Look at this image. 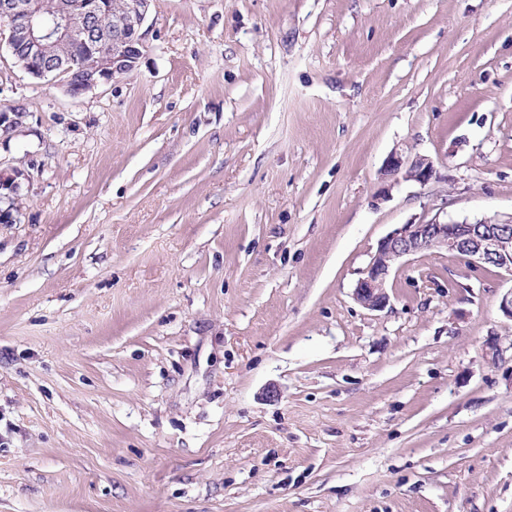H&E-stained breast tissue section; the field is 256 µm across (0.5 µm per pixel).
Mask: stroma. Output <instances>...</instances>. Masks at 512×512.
<instances>
[{"label": "stroma", "mask_w": 512, "mask_h": 512, "mask_svg": "<svg viewBox=\"0 0 512 512\" xmlns=\"http://www.w3.org/2000/svg\"><path fill=\"white\" fill-rule=\"evenodd\" d=\"M141 34L79 98L0 47V512H512V276L430 250L353 297L397 225L512 213V0ZM385 174L405 181H414L426 185L432 180L439 179L435 163L430 158L418 156L410 158L401 152H393L387 162Z\"/></svg>", "instance_id": "1"}]
</instances>
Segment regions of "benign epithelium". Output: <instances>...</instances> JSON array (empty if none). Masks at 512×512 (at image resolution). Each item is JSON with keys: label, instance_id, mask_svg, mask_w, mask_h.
Here are the masks:
<instances>
[{"label": "benign epithelium", "instance_id": "1", "mask_svg": "<svg viewBox=\"0 0 512 512\" xmlns=\"http://www.w3.org/2000/svg\"><path fill=\"white\" fill-rule=\"evenodd\" d=\"M152 0H66L56 15L39 25L33 21L32 0H0V28L8 32L10 50L28 47L21 67L35 78H63L67 92L80 97L118 75L131 71L141 55V27ZM112 30V53L93 52L92 40ZM64 35L84 46L77 62L58 61L48 54L54 40ZM385 174L420 185L439 178L433 160L411 158L393 152ZM512 230V215L504 220H441L402 224L384 237L361 271L354 288L358 303L369 310H381L389 302L387 283L394 268L404 259L425 250L445 249L473 265H492L512 275V252L503 246Z\"/></svg>", "mask_w": 512, "mask_h": 512}]
</instances>
